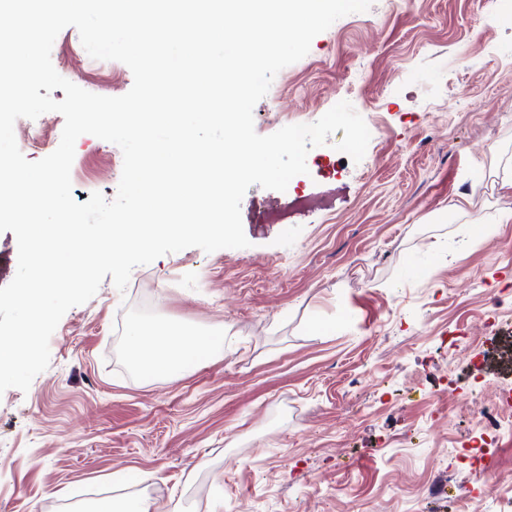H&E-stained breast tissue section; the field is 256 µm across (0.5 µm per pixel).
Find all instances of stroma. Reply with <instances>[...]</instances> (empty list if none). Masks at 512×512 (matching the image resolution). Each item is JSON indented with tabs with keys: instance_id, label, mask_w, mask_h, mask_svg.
I'll return each mask as SVG.
<instances>
[{
	"instance_id": "35a3bbf8",
	"label": "stroma",
	"mask_w": 512,
	"mask_h": 512,
	"mask_svg": "<svg viewBox=\"0 0 512 512\" xmlns=\"http://www.w3.org/2000/svg\"><path fill=\"white\" fill-rule=\"evenodd\" d=\"M56 71L103 96L133 85L118 61L91 58L76 28L51 51ZM349 102L371 133L364 158L312 148L301 188L336 174L332 208L255 227L281 192L241 202L250 242L190 247L136 267L125 291L104 279L50 339L49 367L28 391L0 394V512H82L75 492L149 494L177 512H500L494 494L464 498L457 466L481 399L467 392L470 351L512 340V192L491 149L512 152V0H373L318 34L254 107L272 134ZM64 118L18 119L31 161L59 145ZM121 149L75 143V200L112 198ZM474 196L468 214L453 211ZM503 312L495 327L485 317ZM226 332L175 377L132 361L137 323ZM333 326L316 337L314 325ZM153 473L144 481L145 473ZM441 475L444 490L423 486Z\"/></svg>"
}]
</instances>
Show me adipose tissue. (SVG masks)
<instances>
[{
	"label": "adipose tissue",
	"instance_id": "obj_1",
	"mask_svg": "<svg viewBox=\"0 0 512 512\" xmlns=\"http://www.w3.org/2000/svg\"><path fill=\"white\" fill-rule=\"evenodd\" d=\"M208 336H158L150 328H130L128 350L141 370L152 374L177 371L181 362L211 344Z\"/></svg>",
	"mask_w": 512,
	"mask_h": 512
}]
</instances>
